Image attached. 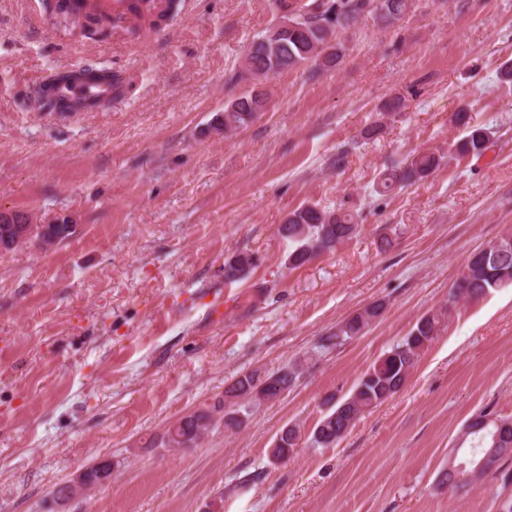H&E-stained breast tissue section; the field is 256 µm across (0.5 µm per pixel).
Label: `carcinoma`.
Instances as JSON below:
<instances>
[{
	"label": "carcinoma",
	"instance_id": "1",
	"mask_svg": "<svg viewBox=\"0 0 512 512\" xmlns=\"http://www.w3.org/2000/svg\"><path fill=\"white\" fill-rule=\"evenodd\" d=\"M275 2L281 18L251 44L238 74V78L244 81L268 78L309 63L335 67L341 62V49L333 43L339 31L348 29L366 13L391 24L411 8L413 0ZM266 105L267 98L259 94L242 95L224 109V130L232 131L247 125L264 111ZM453 121L465 132L460 150L476 157L483 155L490 143V128L472 122V116L464 109L454 114ZM438 165L439 159L434 155L417 156L404 167L384 171L376 191L388 194L411 181L424 178ZM359 231L360 225L352 214L324 210L315 205L302 206L290 212L278 228L282 237L297 244L288 254V265L293 268L336 249L356 237ZM252 266V256L240 253L224 263V278L228 281L242 280ZM509 285H512V234L470 253L451 287L448 305L422 315L407 336L367 369L352 394L336 401L320 419L312 434L313 442L322 448L336 444L356 425L363 413L395 395L406 383L421 353L439 335L457 301L480 299ZM383 308L384 304L376 303L352 314L324 342L337 346L363 335L381 315ZM294 379L293 370L269 374L256 369L240 375L224 393V426L240 428L244 423L239 410L242 403L275 401L288 390ZM477 419L479 422L475 424V430L461 434L462 444L468 446V453L456 461V464L464 465V469L457 474V482L452 485L454 489L476 481L474 477L466 478V474L475 471L479 461L488 454L496 457L495 472L512 461V452H502V446H512V418L481 412ZM176 425V434L166 431L161 438L162 444L174 443L179 448H190L209 429L210 415L201 412L185 416ZM300 439L299 427L286 426L270 449L271 459L275 461L281 454L293 456Z\"/></svg>",
	"mask_w": 512,
	"mask_h": 512
}]
</instances>
